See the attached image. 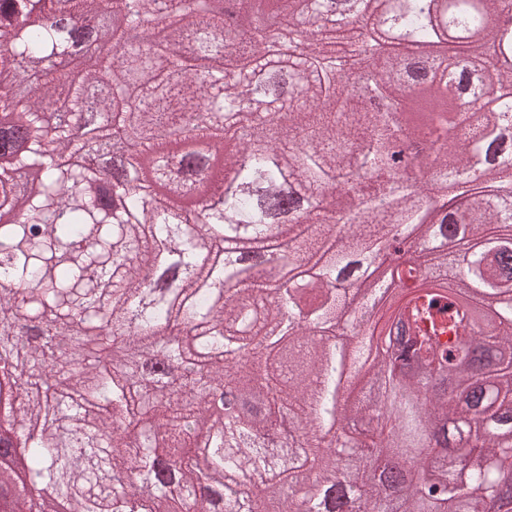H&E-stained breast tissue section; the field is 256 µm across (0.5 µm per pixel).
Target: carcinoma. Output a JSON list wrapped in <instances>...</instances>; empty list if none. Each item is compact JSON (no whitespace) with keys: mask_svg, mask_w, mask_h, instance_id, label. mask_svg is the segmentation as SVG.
<instances>
[{"mask_svg":"<svg viewBox=\"0 0 512 512\" xmlns=\"http://www.w3.org/2000/svg\"><path fill=\"white\" fill-rule=\"evenodd\" d=\"M43 11L82 20L67 31L26 21L29 5L0 0V130L10 145L0 165V318L39 335L0 329V426L27 448L30 485L8 488L17 512H43L46 498L70 512H328L310 490L351 500L354 512H489L512 495V318L484 316L472 303L512 301V32L490 22L512 0H263L306 35L286 79L272 71L279 47L254 0H235L240 34L205 0H170L173 50L153 53L127 32L156 0H40ZM429 49L434 82L418 104L383 35ZM488 29L476 55L461 57L448 34ZM89 41L115 53L96 63L146 101L164 85V104L112 125L105 100L47 68L27 80L62 108L97 110L98 146L86 154L69 127L46 129L39 100L16 97L15 62L69 57ZM212 66L241 65L200 83L185 54ZM476 118L457 112L460 86ZM371 75V92L343 72ZM417 114L408 129L398 114ZM440 144L430 167L376 178L393 165L395 140ZM128 158L108 191L98 172L124 144ZM56 156L44 151L47 139ZM230 143L221 172L181 154L187 145ZM502 231L486 246L490 228ZM475 246V265L457 267L448 233ZM406 233L387 273L379 253ZM169 239L182 267L174 286L146 292L143 266ZM224 253L221 268L201 261ZM294 286L280 285L284 270ZM379 336L407 339L421 371L400 375L380 356ZM152 360L132 369L129 353ZM234 384L240 408L208 413L210 398ZM295 419L305 471L286 450L252 437L273 433L272 408ZM410 460L407 486L383 475ZM352 465L347 484L336 469ZM129 483L114 484V471Z\"/></svg>","mask_w":512,"mask_h":512,"instance_id":"obj_1","label":"carcinoma"}]
</instances>
